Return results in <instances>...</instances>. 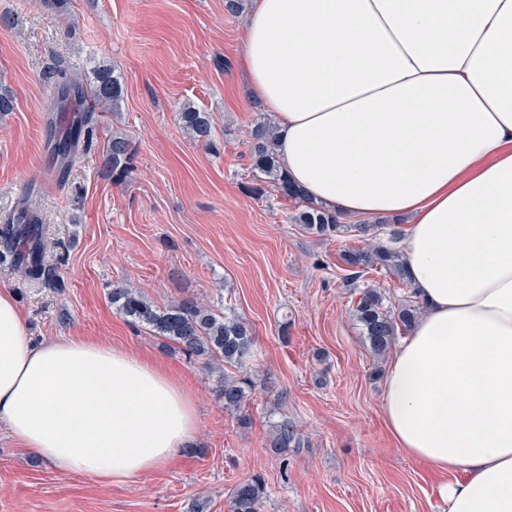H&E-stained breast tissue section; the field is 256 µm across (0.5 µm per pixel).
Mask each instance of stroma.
Instances as JSON below:
<instances>
[{
  "label": "stroma",
  "instance_id": "obj_1",
  "mask_svg": "<svg viewBox=\"0 0 512 512\" xmlns=\"http://www.w3.org/2000/svg\"><path fill=\"white\" fill-rule=\"evenodd\" d=\"M244 17L224 0H0V214L29 199L47 227L53 281L0 263L30 336L94 338L165 365L191 393L198 431L163 469L107 485L40 462L0 428V512H187L197 499L228 512L232 488L259 475L261 512H445L444 477L395 448L382 419L389 358L372 353L352 307L343 251L356 231L321 237L293 223L296 203L244 190L245 132L263 111L237 70ZM120 76L118 111L103 113L65 184L44 179L53 114L49 73ZM209 114L214 148L178 120ZM133 148L129 174L103 175L113 134ZM123 284L164 306L204 299L254 329V358L230 375L250 380L247 424L225 413L216 376L171 352L113 306ZM299 447L280 460L266 446L281 415Z\"/></svg>",
  "mask_w": 512,
  "mask_h": 512
}]
</instances>
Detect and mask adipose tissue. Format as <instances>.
I'll return each instance as SVG.
<instances>
[{
  "instance_id": "ef3b65f1",
  "label": "adipose tissue",
  "mask_w": 512,
  "mask_h": 512,
  "mask_svg": "<svg viewBox=\"0 0 512 512\" xmlns=\"http://www.w3.org/2000/svg\"><path fill=\"white\" fill-rule=\"evenodd\" d=\"M238 68L284 171L320 205L405 216L423 307L383 381L405 454L446 512H512V0H251ZM0 424L109 484L189 445L197 410L160 365L30 337L0 290Z\"/></svg>"
}]
</instances>
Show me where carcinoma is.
Returning a JSON list of instances; mask_svg holds the SVG:
<instances>
[{"instance_id":"carcinoma-1","label":"carcinoma","mask_w":512,"mask_h":512,"mask_svg":"<svg viewBox=\"0 0 512 512\" xmlns=\"http://www.w3.org/2000/svg\"><path fill=\"white\" fill-rule=\"evenodd\" d=\"M57 89L56 107L68 110V105L79 103L77 120L50 132V159L58 178L66 180L69 170L92 144L98 117L103 112H115L122 100V84L112 68L98 66L92 76L82 79L67 69L58 67L52 72ZM182 125L193 138L207 147L213 146L212 124L209 116L192 106H185L178 113ZM251 169L256 177L245 185L247 193L263 197L267 189L291 201L302 204L303 209L293 216L294 223L322 237L337 236L349 231L340 223L337 212L319 206L295 186L280 166L274 147V125L259 121L247 132ZM132 148L129 140L120 134L112 135L108 142L103 164L112 174L121 177L129 172ZM0 245L4 251L1 260H10L12 270L23 278L53 279L55 272L45 262L46 245L43 224L31 214V209L20 210L17 218L8 217L0 224ZM345 265L353 269L352 279L378 269L404 276L397 250L371 240L366 246L347 250L342 254ZM385 295L373 287H365L356 299L355 315L363 327L371 349L381 354L395 341L397 330H408L414 324L420 306L408 302L394 311L385 306ZM112 304L131 322L142 326L153 336L168 341V347L177 353L204 360L207 366L217 364L238 367L250 359L256 346L252 327L223 309L209 306L194 299H184L160 307L144 295L117 285L112 288ZM248 383L243 379L224 376L220 379L217 397L224 410L240 416L246 405ZM296 424L288 416L272 426L269 447L273 453L284 457L288 449L299 447ZM266 496L263 478L255 475L236 484L230 494L229 512H261Z\"/></svg>"}]
</instances>
